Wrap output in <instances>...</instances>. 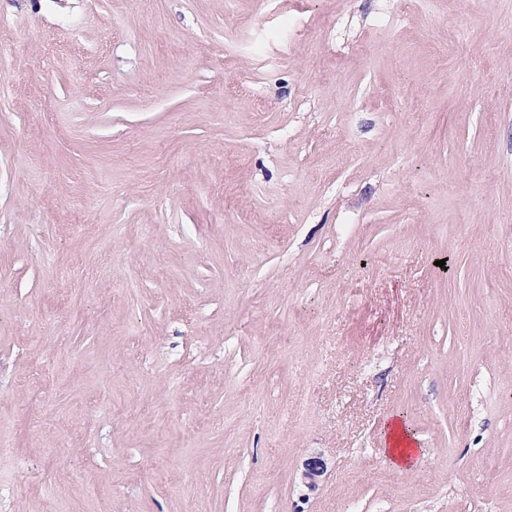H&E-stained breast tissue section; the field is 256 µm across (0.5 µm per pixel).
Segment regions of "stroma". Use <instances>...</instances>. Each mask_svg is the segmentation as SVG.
<instances>
[{"instance_id": "1", "label": "stroma", "mask_w": 512, "mask_h": 512, "mask_svg": "<svg viewBox=\"0 0 512 512\" xmlns=\"http://www.w3.org/2000/svg\"><path fill=\"white\" fill-rule=\"evenodd\" d=\"M0 26V512H512V0ZM383 436L384 452L391 466L407 470L418 463V448H414L410 433L399 419H394L385 427Z\"/></svg>"}]
</instances>
